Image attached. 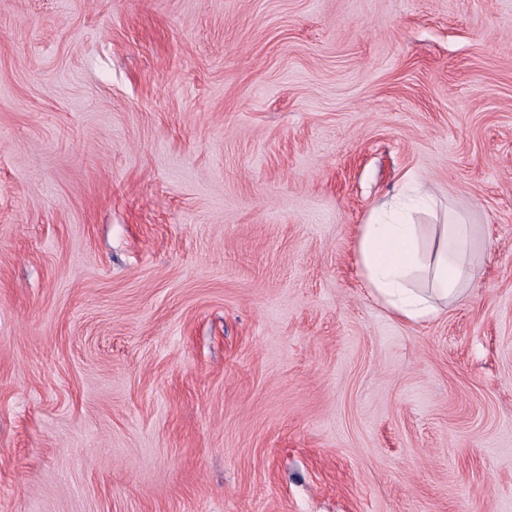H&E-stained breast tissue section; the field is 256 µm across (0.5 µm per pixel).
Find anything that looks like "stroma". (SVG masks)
Wrapping results in <instances>:
<instances>
[{"label":"stroma","instance_id":"35a3bbf8","mask_svg":"<svg viewBox=\"0 0 512 512\" xmlns=\"http://www.w3.org/2000/svg\"><path fill=\"white\" fill-rule=\"evenodd\" d=\"M0 512H512V0H0ZM417 201L408 199L379 213L359 229L357 251L371 294L396 315L414 322L434 317L439 306L463 295L468 224H442L441 246L423 249L418 224L408 220ZM429 287L419 285L421 279Z\"/></svg>","mask_w":512,"mask_h":512}]
</instances>
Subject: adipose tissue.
I'll list each match as a JSON object with an SVG mask.
<instances>
[{
  "instance_id": "ef3b65f1",
  "label": "adipose tissue",
  "mask_w": 512,
  "mask_h": 512,
  "mask_svg": "<svg viewBox=\"0 0 512 512\" xmlns=\"http://www.w3.org/2000/svg\"><path fill=\"white\" fill-rule=\"evenodd\" d=\"M415 205L408 199L373 214L359 229L357 251L372 295L396 315L420 322L463 295L471 230L462 223L442 225L440 248L426 251L419 226L408 220Z\"/></svg>"
}]
</instances>
